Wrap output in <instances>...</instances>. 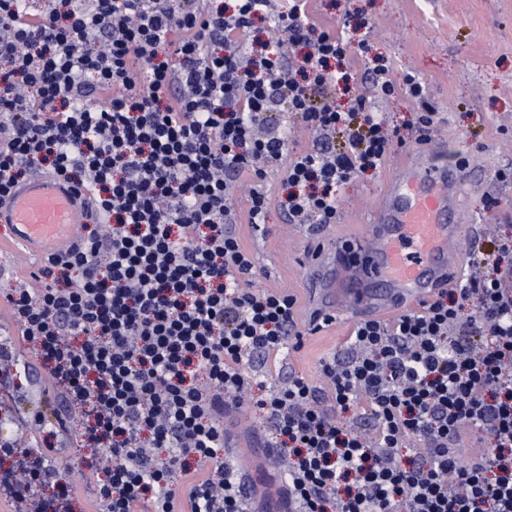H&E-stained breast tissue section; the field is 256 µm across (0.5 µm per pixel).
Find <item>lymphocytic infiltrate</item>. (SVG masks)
<instances>
[{
	"label": "lymphocytic infiltrate",
	"instance_id": "1",
	"mask_svg": "<svg viewBox=\"0 0 512 512\" xmlns=\"http://www.w3.org/2000/svg\"><path fill=\"white\" fill-rule=\"evenodd\" d=\"M258 18L263 44L235 39ZM351 51L307 0L228 12L58 0L39 13L0 0V200L46 170L87 191L98 216L78 247L48 257L37 291L0 295L66 407L36 420L43 447L0 442L22 470L0 477L16 512H47L37 489L60 477L48 445L75 419L83 445L112 461L98 512H243L250 491L224 461L220 420L254 388L301 512H512V236L422 310L357 323L350 360L322 362L325 387L263 379L300 335L296 298L253 288L237 235L240 219L267 221L270 168H286L289 223L334 224L339 188L428 141L439 117L415 76L330 68ZM398 91L417 111L406 134L377 109ZM292 116L319 141L293 157ZM242 187L243 218L230 205ZM353 408L357 421L341 423ZM466 435L479 446L467 457ZM411 440L421 458L405 454Z\"/></svg>",
	"mask_w": 512,
	"mask_h": 512
}]
</instances>
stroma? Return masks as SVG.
Here are the masks:
<instances>
[{
  "label": "stroma",
  "instance_id": "stroma-1",
  "mask_svg": "<svg viewBox=\"0 0 512 512\" xmlns=\"http://www.w3.org/2000/svg\"><path fill=\"white\" fill-rule=\"evenodd\" d=\"M308 13L315 23L334 30L348 25L353 41L366 43L365 58H347L348 68L359 71L364 59H376L388 67L395 83H402L408 74L425 82L442 114L432 139L447 145L448 164L467 163L477 179L476 185L460 188L461 226L479 225L481 249L493 232H512V184L495 177L498 169L512 164V0H310ZM399 157V152H392L378 171L362 174L341 188V218L326 228L327 236L339 240L359 236ZM267 226L271 230L267 236L249 224L239 226L240 240L255 254L261 270L254 286L303 298L301 258L313 247L307 231L288 223L275 209ZM38 266V259L28 257L12 241L9 226L0 224V292L30 282V273ZM354 326V319L343 315L325 331L304 333L299 350L286 348L268 359L269 380H276L286 365L312 385L324 386L320 363L331 356L348 357L347 339ZM0 339L11 344L26 367L22 378L0 377V441L24 438L43 447L42 436L28 422L37 414L53 418L60 404L45 401L52 388L48 373L1 305ZM253 396L227 427L239 440L258 435L266 445H273L275 434L256 405L262 393L254 391ZM93 458L77 434L61 442L56 460L66 469L76 493L61 499L55 483H47L40 494L50 503L49 512H95L88 496L94 480L88 464Z\"/></svg>",
  "mask_w": 512,
  "mask_h": 512
}]
</instances>
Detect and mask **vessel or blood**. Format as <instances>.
Returning <instances> with one entry per match:
<instances>
[{"mask_svg": "<svg viewBox=\"0 0 512 512\" xmlns=\"http://www.w3.org/2000/svg\"><path fill=\"white\" fill-rule=\"evenodd\" d=\"M442 156L439 142L406 151L361 239L318 237L304 257L310 330L321 331L341 315L383 319L453 285L461 266L457 195L465 168L447 167ZM85 221L83 191L45 175L0 203V223L11 225L15 241L55 254L75 246L74 229Z\"/></svg>", "mask_w": 512, "mask_h": 512, "instance_id": "1", "label": "vessel or blood"}]
</instances>
